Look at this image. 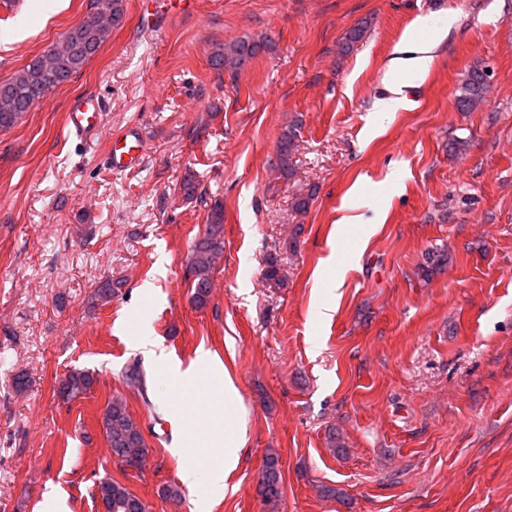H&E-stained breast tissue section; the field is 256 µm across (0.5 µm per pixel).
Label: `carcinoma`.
Here are the masks:
<instances>
[{"label": "carcinoma", "mask_w": 512, "mask_h": 512, "mask_svg": "<svg viewBox=\"0 0 512 512\" xmlns=\"http://www.w3.org/2000/svg\"><path fill=\"white\" fill-rule=\"evenodd\" d=\"M112 17L116 25L124 16V0H96L94 11L84 17L65 35V48L45 64L42 57L32 60L12 79L0 84V99L8 100V107L0 106V128L13 126L20 116L40 99L67 83L109 39L112 28L104 18ZM369 24L357 23L342 43V53H349L354 45L367 34ZM273 38L269 35L258 39L245 38L224 46V51L214 55L211 65L218 70L237 73L256 56L271 50ZM488 93L487 71L474 64L466 71L457 95V109L469 112L485 102ZM302 124L295 118L281 132L276 150L275 168L281 176L291 179L295 174L293 158L298 151V133ZM180 190L187 199L197 198L207 207L206 224L202 234L195 238L188 258L186 272L191 279L192 301L198 308L209 301L212 274L224 257V204L207 200L199 193V183L192 172L185 173ZM122 282L106 279L95 288V299L105 304L119 292ZM95 377L88 371H73L58 387V394L65 401H73L89 391ZM102 426L112 453L121 458L146 462L148 448L140 423L131 415L123 400L112 399L104 410ZM282 475L279 457L270 452L263 460L260 492L270 510H275L281 495ZM96 498L104 504L106 512H150L149 505L123 484L108 478L96 486Z\"/></svg>", "instance_id": "cac0c4a2"}]
</instances>
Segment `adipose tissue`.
<instances>
[{
    "mask_svg": "<svg viewBox=\"0 0 512 512\" xmlns=\"http://www.w3.org/2000/svg\"><path fill=\"white\" fill-rule=\"evenodd\" d=\"M433 61L431 44L404 38L390 62V94L377 102V111H397L403 102V75L425 74ZM133 347L147 354L171 381L163 404L167 413L184 415L201 398L216 409L214 415L196 420L188 427L179 448L184 459V484L199 501H208L224 490L227 480L240 466L246 443V408L239 387L220 358L208 349H198L193 359L184 362L145 333L134 337ZM211 448L223 449L220 462L210 461L207 451Z\"/></svg>",
    "mask_w": 512,
    "mask_h": 512,
    "instance_id": "adipose-tissue-1",
    "label": "adipose tissue"
}]
</instances>
